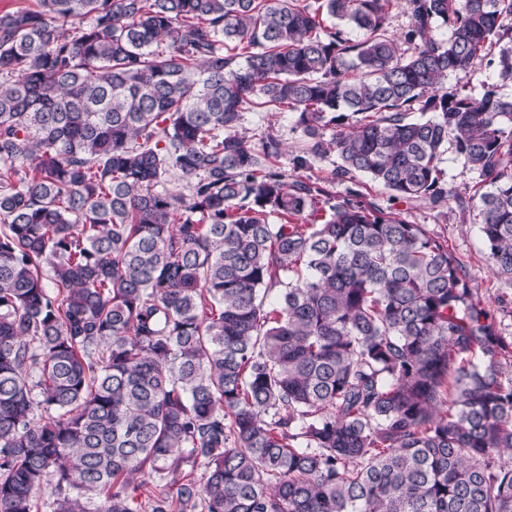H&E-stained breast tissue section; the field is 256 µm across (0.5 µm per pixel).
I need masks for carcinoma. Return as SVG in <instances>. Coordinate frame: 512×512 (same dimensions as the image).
<instances>
[{
  "label": "carcinoma",
  "instance_id": "carcinoma-1",
  "mask_svg": "<svg viewBox=\"0 0 512 512\" xmlns=\"http://www.w3.org/2000/svg\"><path fill=\"white\" fill-rule=\"evenodd\" d=\"M391 2L0 11V512H512V336L464 264L242 127L286 107L293 169L433 209L453 147L512 279V97L447 87L512 81V0ZM497 86L496 90L504 95L512 94V84L503 85L498 76V72L492 68H488L485 64H477L466 76L457 79L449 77L447 87L448 90H458L463 94L480 98L487 90ZM245 113L243 126L247 129L249 135L269 130L284 144H288L290 150L301 146V130L296 125L298 114L293 113V111L285 109L271 112L269 107L258 106ZM340 165V160L334 153H329L321 158L316 159L310 169L294 173L302 179L307 178L315 181L316 179H325L331 177L332 171Z\"/></svg>",
  "mask_w": 512,
  "mask_h": 512
}]
</instances>
